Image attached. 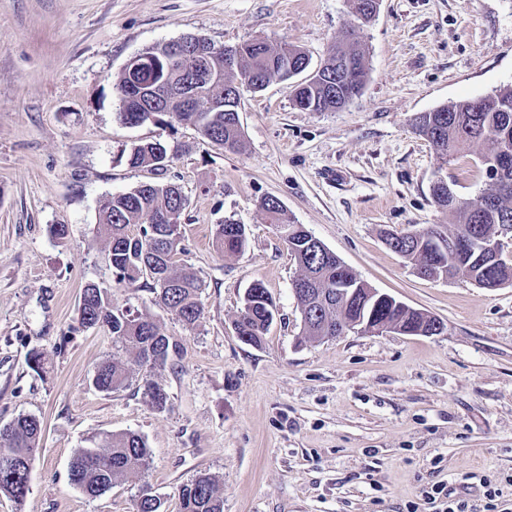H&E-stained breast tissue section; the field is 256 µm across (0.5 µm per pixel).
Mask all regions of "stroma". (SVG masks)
<instances>
[{
  "label": "stroma",
  "mask_w": 512,
  "mask_h": 512,
  "mask_svg": "<svg viewBox=\"0 0 512 512\" xmlns=\"http://www.w3.org/2000/svg\"><path fill=\"white\" fill-rule=\"evenodd\" d=\"M350 28L366 50L361 94L308 112L272 81L241 100L238 151L189 124L120 118L114 86L156 44L288 42L318 65ZM510 86L512 0H380L364 24L351 0H0V425L21 415L43 424L30 491L20 503L0 494V512H133L144 484L163 512H179L180 486L204 471L224 490V512H435L421 491L437 482L481 502L472 473L512 474V283L419 277L383 233L451 223L430 195L435 174L466 198L487 183L483 146L443 162L415 116ZM156 140L171 157L164 171L129 165L134 144ZM145 182L178 184L188 201L181 262L201 280L204 308L192 329L143 285H115L96 233L100 199ZM268 196L442 332L306 341L297 264L260 208ZM227 217L248 228L242 253L212 245ZM52 224L67 225L65 240ZM257 281L277 314L252 346L233 322ZM89 282L168 336L156 375L165 411L137 377L110 394L94 388L96 367L127 354L106 329H76ZM35 350L40 374L28 365ZM123 432L145 438L148 469L87 497L70 481L75 452Z\"/></svg>",
  "instance_id": "35a3bbf8"
}]
</instances>
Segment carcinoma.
<instances>
[{"label": "carcinoma", "mask_w": 512, "mask_h": 512, "mask_svg": "<svg viewBox=\"0 0 512 512\" xmlns=\"http://www.w3.org/2000/svg\"><path fill=\"white\" fill-rule=\"evenodd\" d=\"M159 44L139 55L142 62L134 71L123 72L117 84L119 98L135 97L144 87L165 78L144 59L158 55ZM290 66L302 74L310 68V57L299 47L284 42L276 46L260 40L240 45L237 68L224 69V54L208 64L185 62L175 69L173 78L187 92L198 96L195 107L183 109L175 104L170 112H156V123L170 125L189 123L210 141L224 149L236 151L242 145V129L235 125L229 112H216L205 107L212 97H220L241 79V73L252 75L263 85L273 80L290 82L295 75L284 71ZM366 76L365 51L348 30L336 43L332 53L316 69V74L297 85H289L295 104L309 112H334L361 93ZM416 129L426 135L436 154L445 162L483 143L480 156L488 186L472 199L458 195L443 196L434 201L442 211L454 218L453 229L437 224L430 230L404 234L405 251H416V262L424 265L423 276L453 277L462 274L471 280L486 277L497 284L512 282V262L503 258L499 236L502 227L512 226V162L497 166L502 154L512 156V87L477 99L465 100L424 112L416 119ZM167 153L159 141H146L130 151L128 162L134 167L162 171L160 154ZM187 201L181 188L173 183H145L131 191L114 194L98 206L97 233L107 243L114 282L133 285L143 282L155 295V304L174 314L186 327H196L203 315L199 299L201 283L180 263L181 224H160L158 218L168 211L183 212ZM261 209L272 224H291L294 233L287 248L296 260L297 282L307 285L295 292L303 320V333L312 340L316 336L336 335V325L370 321L374 324L395 323L399 333L418 334L422 323L435 318L413 308H401L387 301L368 297L369 285L340 260L323 254L311 241L308 231L294 223L277 198L266 197ZM436 233L446 242L454 237H469L471 251L437 250L428 235ZM213 244L223 253H239L247 244L243 224L231 219L215 225ZM338 288H355L353 297L336 295ZM276 313L275 302L262 282H254L247 290L243 307L234 321L238 338L248 337L246 344L257 346L268 332ZM81 328L103 327L112 342L134 355L133 362L152 370L165 367L170 342L160 332L154 318L112 304V289L96 283L83 287L78 308ZM133 369L120 360L101 363L94 374L93 385L101 392H114L129 386ZM143 396L157 411L166 408L167 393L149 375L142 379ZM41 421L31 415L19 416L0 425V492L17 502L30 490V469L39 451ZM150 462L145 439L133 432L107 435L100 443L79 449L73 456L70 480L90 498L99 497L121 481L136 478ZM180 512H224V494L216 479L198 473L179 488ZM162 502L152 489H140L133 512H161Z\"/></svg>", "instance_id": "carcinoma-1"}]
</instances>
